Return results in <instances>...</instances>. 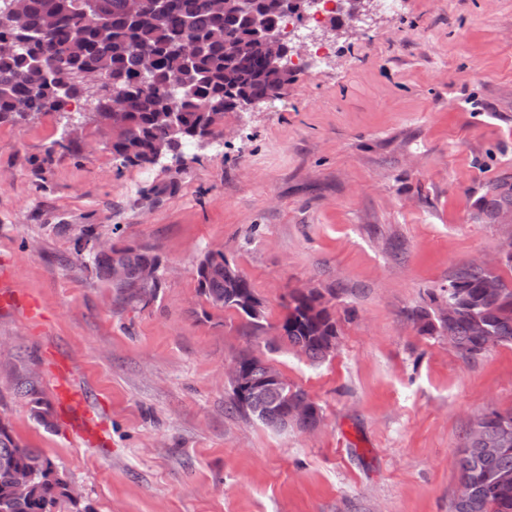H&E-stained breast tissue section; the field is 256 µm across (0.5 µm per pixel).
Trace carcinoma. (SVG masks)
<instances>
[{"instance_id":"cac0c4a2","label":"carcinoma","mask_w":512,"mask_h":512,"mask_svg":"<svg viewBox=\"0 0 512 512\" xmlns=\"http://www.w3.org/2000/svg\"><path fill=\"white\" fill-rule=\"evenodd\" d=\"M67 2L27 0L23 29L0 26V39L17 43L15 51L0 54V124L32 121L76 99V90L66 87V72H101L112 87L122 91L117 103L110 96L101 97L92 118L112 131L108 145L112 158L122 166L153 167L156 141H166L172 151L181 154L202 135L218 134L226 113L237 111L243 102H261L274 96V91L290 80V76L268 69L263 48L251 29L254 13L281 22L285 16L283 0H231L222 12L214 9V0H170L164 16L146 13L136 20L129 15L128 0H96V11L90 18L70 9ZM49 16L56 18V24L51 34L44 36L42 29ZM101 21L109 27L105 37L99 32ZM231 41L237 51L228 66L225 53ZM188 42L194 46L190 59L182 53ZM145 53L155 57L147 88L135 83ZM50 60L57 61L60 68L46 70ZM19 102L25 104L28 114L16 112ZM166 111L177 113V120L163 126L157 115ZM478 208L491 223L499 211L512 209V176L496 180ZM86 257L117 301L145 307L157 298V289L138 287L141 269L161 262L152 248L114 245ZM116 259L127 268L123 282L112 280ZM196 277L200 293L210 305L243 317L254 333L263 329V316L252 311V305L259 303L254 288L224 253H206L196 264ZM456 277V291L463 294V300L454 317L434 325L429 309L418 307L408 319L420 324L422 334H451L456 352L466 360L498 346H512V287L501 275L484 269L461 268ZM488 277L498 281L499 293L488 294L482 288ZM278 336L315 362L332 356L338 327L319 289L305 293L295 288L289 292ZM238 360L247 380L258 383L252 390L230 383L231 408L241 415L268 427L271 419L305 399L307 392L284 379L265 387L263 380L269 368L253 353L244 351ZM12 375L17 393L30 399L35 416L44 426H52L49 411L41 409L39 378L23 366L14 367ZM506 429L512 431V411H493L485 415L483 440L464 437L456 468L459 478L473 486V495L464 504L451 505V512H512V440L494 453L485 451L487 444L499 441ZM17 470L34 476L32 491L26 497L14 494ZM69 484L57 464L37 449L20 445L9 425L0 420V512H56L61 501L69 503L71 512H91L89 506L70 496Z\"/></svg>"}]
</instances>
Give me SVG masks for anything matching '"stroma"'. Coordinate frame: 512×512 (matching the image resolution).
<instances>
[{"instance_id":"35a3bbf8","label":"stroma","mask_w":512,"mask_h":512,"mask_svg":"<svg viewBox=\"0 0 512 512\" xmlns=\"http://www.w3.org/2000/svg\"><path fill=\"white\" fill-rule=\"evenodd\" d=\"M305 31L332 57L295 58L279 94L226 113L220 144L175 167L121 166L92 123L46 163L80 100L0 126V272L39 308L0 314V416L92 512H450L471 420L512 410V346L467 361L406 318L512 237L477 215L512 175V0H401L339 38ZM88 227L155 248V301L121 306L77 262ZM217 250L250 280L263 335L200 294L195 264ZM305 284L338 324L321 363L278 338ZM246 348L320 406L317 431L231 410L224 366ZM21 362L55 415L66 363L108 445L44 427L4 374Z\"/></svg>"}]
</instances>
